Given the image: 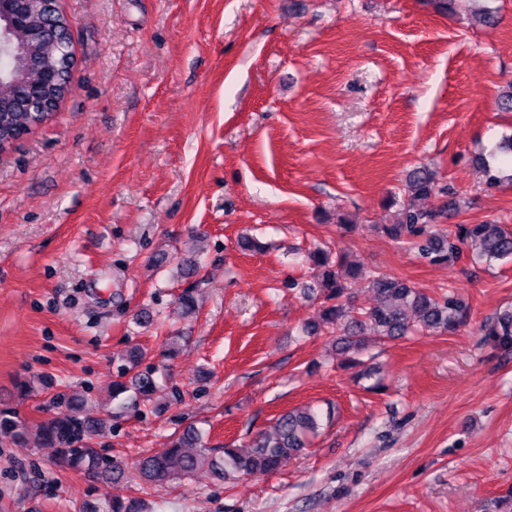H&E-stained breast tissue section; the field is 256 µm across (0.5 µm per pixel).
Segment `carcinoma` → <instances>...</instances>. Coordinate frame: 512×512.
<instances>
[{
  "label": "carcinoma",
  "instance_id": "cac0c4a2",
  "mask_svg": "<svg viewBox=\"0 0 512 512\" xmlns=\"http://www.w3.org/2000/svg\"><path fill=\"white\" fill-rule=\"evenodd\" d=\"M0 153L4 154L34 127L51 119L46 112L33 111L44 99V77L38 68L27 66L23 58L13 55L0 63ZM433 174L426 169L414 171L407 181L409 200L402 217L395 224H384L385 233L396 240L411 243L433 262L460 255L461 248L473 246L477 256L491 260H512V230L504 224L458 225L455 232H439L442 211L416 208L413 200L435 193ZM309 265L319 270L320 291L324 295L321 321L335 327L331 341L344 353L360 352L380 341L402 339L412 332L408 313L420 326L441 333L455 331L468 314V304L457 293L440 296L414 287L409 281L376 273L367 280L375 294L370 306L356 304L347 280L359 276V268L348 263L344 253L317 248L308 253ZM490 336L500 346H512V317H502ZM146 354L134 345L122 354L117 379L112 382V399L125 403L147 399L166 387L159 380L157 368L145 364ZM61 411L47 422L27 424L10 412L0 414V442L19 443L33 433L41 444L55 449L54 464L64 471H84L109 481L125 475L127 464L120 458L109 459L92 447L94 438L105 432L104 420L79 417L83 400L65 393L54 396ZM321 422L318 411L299 407L280 414L271 433L260 431L251 441V450L210 448L201 432L193 426L169 441L159 452L142 454L132 465L144 483L156 485L184 480L204 470L216 484L235 475L250 476L276 471L288 459L301 455L308 447V435ZM105 512H145L138 497L114 498Z\"/></svg>",
  "mask_w": 512,
  "mask_h": 512
}]
</instances>
